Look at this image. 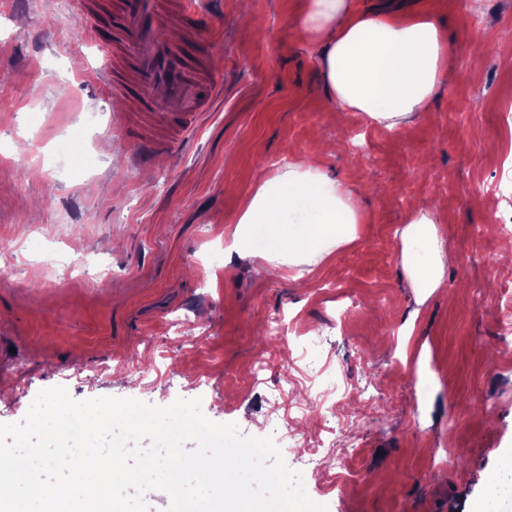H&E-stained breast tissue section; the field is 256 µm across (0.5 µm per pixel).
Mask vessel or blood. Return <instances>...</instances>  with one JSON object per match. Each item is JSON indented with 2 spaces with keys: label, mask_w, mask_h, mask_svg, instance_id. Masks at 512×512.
<instances>
[{
  "label": "vessel or blood",
  "mask_w": 512,
  "mask_h": 512,
  "mask_svg": "<svg viewBox=\"0 0 512 512\" xmlns=\"http://www.w3.org/2000/svg\"><path fill=\"white\" fill-rule=\"evenodd\" d=\"M77 8L96 17L95 42L105 51L96 80L125 101L123 132L144 154L180 144L218 90L193 0H77Z\"/></svg>",
  "instance_id": "1"
}]
</instances>
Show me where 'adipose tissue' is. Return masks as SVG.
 <instances>
[{"label":"adipose tissue","mask_w":512,"mask_h":512,"mask_svg":"<svg viewBox=\"0 0 512 512\" xmlns=\"http://www.w3.org/2000/svg\"><path fill=\"white\" fill-rule=\"evenodd\" d=\"M319 50L322 77L338 112L363 113L367 124L398 133L429 112L448 81V35L430 12L360 9L358 0H308L297 20ZM362 220L355 187L312 157H295L246 197L226 251L296 268L297 279L332 247L353 242ZM403 267L412 287H443L452 252L428 209L409 213Z\"/></svg>","instance_id":"obj_1"}]
</instances>
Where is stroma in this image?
<instances>
[{
	"mask_svg": "<svg viewBox=\"0 0 512 512\" xmlns=\"http://www.w3.org/2000/svg\"><path fill=\"white\" fill-rule=\"evenodd\" d=\"M220 89L182 146L133 166V144L113 124L124 105L93 92L103 61L90 17L75 0H0V383L24 368L29 393L0 400V423L20 422L30 395L62 386L78 401L103 396L167 406L188 372L209 384L202 411L263 437L267 388L290 371L297 398L316 401L300 363L283 368L268 338L275 313L328 336L340 377L372 385L386 412L344 401L340 417L358 456L357 479L331 494L328 512H472L486 474L512 456V316L500 307L512 267V235L488 229L512 217V0H360L363 10L436 13L446 22L450 81L431 112L402 133L337 112L317 49L296 22L307 0H197ZM100 113L104 130L85 128ZM327 144V168L363 187L353 243L333 248L309 287L292 268L263 260L213 263L242 198L295 154ZM90 152L81 176L52 162ZM434 210L453 250L444 286L412 288L399 240L407 214ZM60 257L85 253L108 279L63 271ZM270 355L267 384L248 383Z\"/></svg>",
	"mask_w": 512,
	"mask_h": 512,
	"instance_id": "35a3bbf8",
	"label": "stroma"
}]
</instances>
